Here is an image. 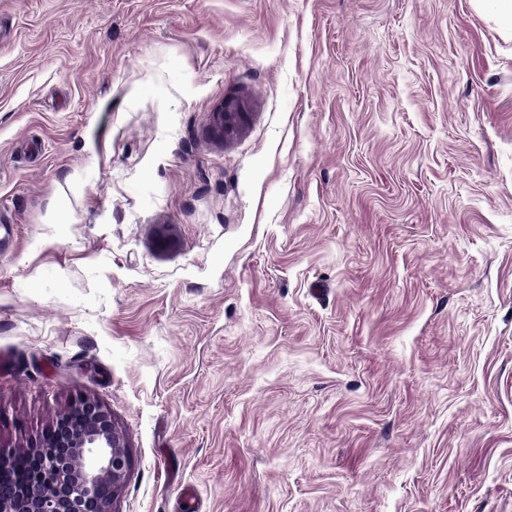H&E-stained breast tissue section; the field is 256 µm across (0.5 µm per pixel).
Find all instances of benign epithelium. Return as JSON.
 <instances>
[{
  "label": "benign epithelium",
  "mask_w": 512,
  "mask_h": 512,
  "mask_svg": "<svg viewBox=\"0 0 512 512\" xmlns=\"http://www.w3.org/2000/svg\"><path fill=\"white\" fill-rule=\"evenodd\" d=\"M26 452L40 476L23 487L0 485V512H112L126 476V443L96 399H75Z\"/></svg>",
  "instance_id": "benign-epithelium-1"
}]
</instances>
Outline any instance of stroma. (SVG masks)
Listing matches in <instances>:
<instances>
[{"instance_id": "stroma-1", "label": "stroma", "mask_w": 512, "mask_h": 512, "mask_svg": "<svg viewBox=\"0 0 512 512\" xmlns=\"http://www.w3.org/2000/svg\"><path fill=\"white\" fill-rule=\"evenodd\" d=\"M2 224L1 451L84 395L114 512H512L494 0H0Z\"/></svg>"}]
</instances>
